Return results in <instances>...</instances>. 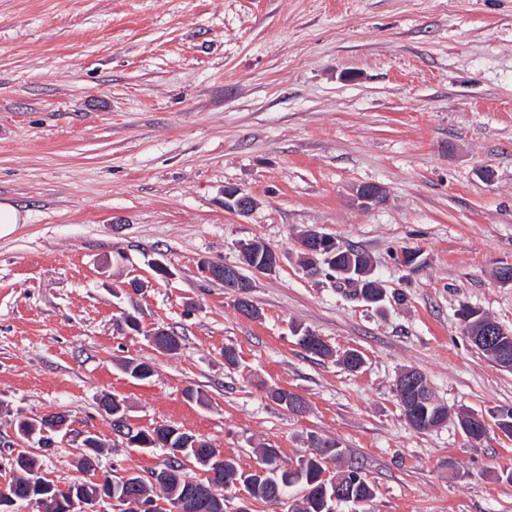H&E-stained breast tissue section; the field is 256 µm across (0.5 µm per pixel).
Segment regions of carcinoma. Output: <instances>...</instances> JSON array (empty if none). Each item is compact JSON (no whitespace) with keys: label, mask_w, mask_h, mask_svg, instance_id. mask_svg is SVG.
I'll return each instance as SVG.
<instances>
[{"label":"carcinoma","mask_w":512,"mask_h":512,"mask_svg":"<svg viewBox=\"0 0 512 512\" xmlns=\"http://www.w3.org/2000/svg\"><path fill=\"white\" fill-rule=\"evenodd\" d=\"M269 247L259 243L251 244L240 252V263L246 267H259L268 257ZM325 276L334 275V269L351 266L354 268V277L347 281L350 286L349 295L362 296L363 301L370 304H378L385 297L381 288L373 287L375 280L369 275L370 259L368 255L358 249H348V253L336 256L328 255V259L322 261ZM463 313L470 316L468 326L476 332H481L489 324L496 327L492 340L477 346L492 362L496 361L495 352L502 349L512 351V331L506 330L497 322L485 316L481 311L466 307ZM296 342L306 352L320 358L334 356L330 346L322 340V337L309 331H299L295 334ZM123 370L130 377L138 380L152 376V367L146 362L129 359L122 364ZM425 395L410 409L403 410L405 416L414 419V429L428 431L437 423L448 418L447 406L438 400L433 394L428 383H423ZM131 439L135 440L141 449L177 448L181 450L185 459L192 462L205 472L215 471L221 474L222 490L231 492L236 485H241L251 496L263 503L279 504L282 498L287 496L288 488L300 484L305 494L301 501L288 506L287 512H340L343 506L351 504H366L375 497L373 485L356 469H350L344 473L336 474L337 481L344 486L347 494L344 497L336 495V487L331 481L323 480L325 461L328 457L335 456L337 446L317 435L309 437V447H317L321 452H311L297 461V467L284 470L279 464L280 452L277 448L262 449V465L264 475L258 476L256 472L247 473L241 470L233 458L220 455L215 448L205 439L192 433L180 430L174 431L165 426H155L151 429H139L134 431ZM14 467L18 473L8 483L7 490L12 492L19 501H30L40 496L36 487L30 485L31 474L39 472L37 460L28 455H19L14 461ZM164 467L172 470L169 484L156 493L152 483L141 480L136 485L115 483L112 485V497L130 504L132 502L141 506L154 503L156 500H165L167 506L156 509L142 510V512H222L220 502L225 497L215 498L212 489L211 478L204 481L189 480L183 475L185 464L169 458Z\"/></svg>","instance_id":"1"}]
</instances>
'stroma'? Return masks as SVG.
<instances>
[{
	"mask_svg": "<svg viewBox=\"0 0 512 512\" xmlns=\"http://www.w3.org/2000/svg\"><path fill=\"white\" fill-rule=\"evenodd\" d=\"M363 184L384 201L354 202ZM231 187L256 198L249 214L225 209ZM0 201L23 216L0 237V487L19 417L73 426L39 459L55 484L160 468L163 449L114 437V396L247 472L263 447L292 467L308 436L334 442L330 473L375 488L365 512H512V437L491 422L512 409V370L460 318L512 331L497 277L512 265V0H0ZM312 228L368 254L381 306L305 274ZM243 240L280 255L252 277L256 320L201 270L238 263ZM128 316L140 332L121 331ZM159 328L176 352L152 345ZM298 329L364 366L306 353ZM127 359L152 376L130 378ZM409 368L447 405L440 428L406 421ZM462 409L489 419L482 440ZM82 431L103 445L89 469Z\"/></svg>",
	"mask_w": 512,
	"mask_h": 512,
	"instance_id": "35a3bbf8",
	"label": "stroma"
}]
</instances>
